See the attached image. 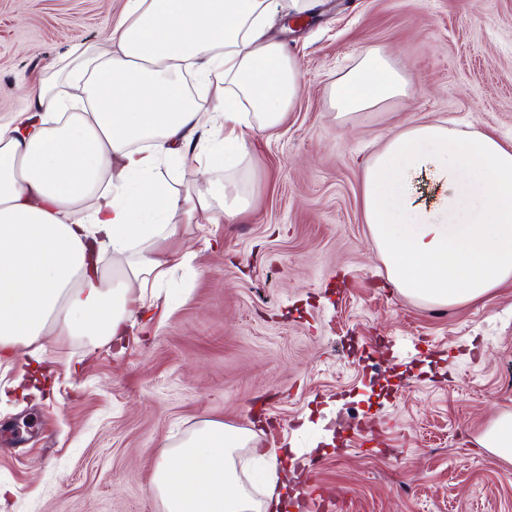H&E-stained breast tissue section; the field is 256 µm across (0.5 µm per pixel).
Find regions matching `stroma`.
Segmentation results:
<instances>
[{
  "instance_id": "obj_1",
  "label": "stroma",
  "mask_w": 512,
  "mask_h": 512,
  "mask_svg": "<svg viewBox=\"0 0 512 512\" xmlns=\"http://www.w3.org/2000/svg\"><path fill=\"white\" fill-rule=\"evenodd\" d=\"M274 35L304 89L284 121L250 133L231 177L248 210L181 228L176 272L117 353L49 336L40 392L0 407V512H161L158 455L205 419L288 448L300 512L333 488L348 512H512V462L478 437L512 412V281L439 306L388 279L361 210L360 176L408 122L456 121L512 142V0H319ZM124 0H0V121L26 84L102 41ZM367 46L412 78L408 96L340 121L330 87Z\"/></svg>"
}]
</instances>
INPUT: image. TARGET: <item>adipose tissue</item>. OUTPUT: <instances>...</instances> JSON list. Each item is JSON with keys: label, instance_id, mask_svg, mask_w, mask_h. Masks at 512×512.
<instances>
[{"label": "adipose tissue", "instance_id": "obj_1", "mask_svg": "<svg viewBox=\"0 0 512 512\" xmlns=\"http://www.w3.org/2000/svg\"><path fill=\"white\" fill-rule=\"evenodd\" d=\"M314 0H124L103 41L27 89L29 111L0 122V364L17 370L0 403L44 361L45 336H103L119 345L146 303L196 254L179 246L174 216L246 203L215 181L249 154V133L277 127L302 93L298 61L271 30L276 13ZM82 81L89 112L70 111L61 85ZM410 79L386 49L368 47L331 88L338 116L407 96ZM196 167L171 189L168 166ZM436 193L421 201V179ZM92 200L89 212L78 211ZM363 218L389 279L428 304L486 297L512 280V146L449 122L409 124L386 138L361 175ZM249 431L200 421L163 451L152 492L162 512H285L292 496L277 449L257 452L264 500L242 480Z\"/></svg>", "mask_w": 512, "mask_h": 512}]
</instances>
